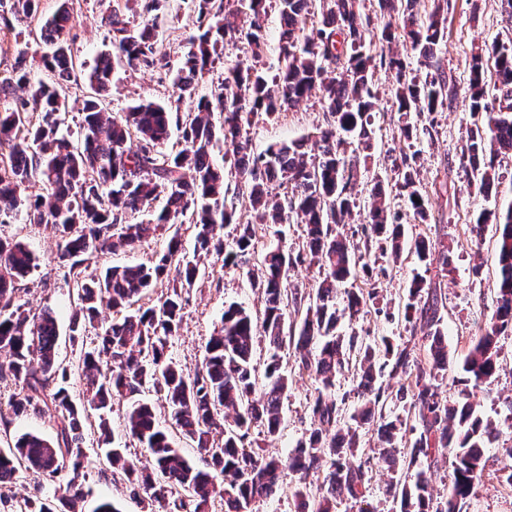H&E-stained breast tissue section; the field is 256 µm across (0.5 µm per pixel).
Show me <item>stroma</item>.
<instances>
[{
    "label": "stroma",
    "instance_id": "obj_1",
    "mask_svg": "<svg viewBox=\"0 0 512 512\" xmlns=\"http://www.w3.org/2000/svg\"><path fill=\"white\" fill-rule=\"evenodd\" d=\"M143 0H72L74 14L70 47L74 57L93 62L102 51L111 47L112 33L102 24V16L116 11L131 24L142 20ZM442 5L447 17V35L437 56L441 70L451 76L457 97L451 106L428 115L410 113L401 118L394 98L393 78L381 66L373 68L374 92L377 107L372 118L371 152L349 146L346 156L357 166L354 195L357 206L340 227L345 236H352L364 223L369 202V190L374 182L394 187L400 178L403 156L416 157L418 188L427 201L429 217L426 223H415L403 197L392 199L393 210L402 214L404 242L408 247L400 259L378 256L377 262L387 269L386 276L373 282L380 303L393 312V319L385 314L370 313L355 322L341 321L339 329L370 340L388 337L393 343L410 340L412 329L397 309L407 295L413 277L425 273L428 280L440 288L444 309L443 326L448 334V349L454 359L468 353L474 341L489 321L495 308V288L498 277V257L494 223H487L481 240L466 234L468 225L482 220L484 214L505 209L512 204V155L499 156L496 171L499 185L496 192L486 195L472 182L470 172L461 162L462 150L475 119L468 107L470 62L474 53L490 51L497 43L512 42V10L505 0H417L416 13L428 17L435 5ZM360 10L369 21L373 39V57L399 54L405 59L413 75L424 77L418 55L408 43H387L381 33L388 21L378 6V0H361ZM8 5L0 6V76L11 71L18 51H26L32 81L47 79L41 55L42 44L35 41L30 22L8 17ZM156 26L157 50L165 55L164 69L133 68L116 64L112 84L105 92L104 106L108 112L119 114L140 101L173 104L178 91L174 84L177 69L190 48V39L198 29V14L191 0H168ZM410 120L413 135L404 139L399 127ZM326 116L318 96H311L297 108L278 117L254 120L247 135L254 152H261L269 144L290 142L312 133L323 125ZM0 231L23 240L39 259V267L24 282L16 298L17 303L32 311L51 308L59 328L58 353L61 359L77 361L79 350L69 341V316L73 305L72 288L59 270L54 257L57 240L48 232L26 224L23 215L11 218ZM426 236L448 247L449 272L441 277L435 272H423L409 247L416 238ZM237 304L249 310L258 309L256 290L251 288L245 272L235 267H223L206 261L200 270L199 282L190 292L183 325L175 338L171 353L183 367L192 369L204 358V345L217 327L226 305ZM501 367L496 379L475 389L473 400L484 414L496 421L512 418V333L501 336ZM292 382L282 400L283 428L275 441L265 439L260 429H252L251 441L265 448L268 455L286 459L311 423L309 402L314 386L308 377L291 371ZM36 433L51 439L56 425L50 413L9 416L0 422V449H7L15 436ZM503 439H496L485 451L487 466L482 480L476 485L466 512H512V488L505 482L502 470ZM88 460L83 480L84 508L91 512L95 503L110 501L120 512H142L132 489L115 482L111 474L100 471L101 455L94 438L85 442Z\"/></svg>",
    "mask_w": 512,
    "mask_h": 512
}]
</instances>
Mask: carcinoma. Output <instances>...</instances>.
<instances>
[{"label": "carcinoma", "mask_w": 512, "mask_h": 512, "mask_svg": "<svg viewBox=\"0 0 512 512\" xmlns=\"http://www.w3.org/2000/svg\"><path fill=\"white\" fill-rule=\"evenodd\" d=\"M16 19L36 20L39 38L50 48L42 57L51 74L48 81L31 82L25 53L17 56L0 91L14 94L13 106L0 113V224L9 223L22 210L26 223L51 231L59 239L56 265L73 282L77 300L70 316V341L80 346L84 400L75 403L66 383L70 371L57 352L58 324L53 312L30 313L15 303L21 282L38 268L28 246L0 235V379L18 386L7 403L15 415L40 413L51 406L57 426L56 440L25 433L8 450H0V474L8 483L19 469L35 470L51 479L66 474L60 495L46 500L33 495L12 504L0 496V512H81L84 499L79 478L87 460L84 437L96 428L98 447L112 472L123 475L142 493L147 505L174 512H254L253 505L281 491V472L287 468L305 480L320 469L323 481L314 497L298 489L300 507L311 512H337L344 498L363 507L374 469L393 468L401 462L417 470L413 486L390 485L399 499L400 512H464L475 483L485 471V448L512 424L486 417L470 399V389L492 382L500 368L499 339L512 327V204L506 212H493L500 234L497 240L499 278L496 308L489 324L469 350L456 379L461 389L450 403L443 384L450 369L448 338L442 326V295L416 275L408 289L402 314L412 329H420L421 344L394 346L386 340L369 344L338 330L341 318L349 321L369 313L380 314L375 289L344 291L342 308L336 296L356 274L357 262L367 279L386 275L383 267L364 261L360 247L337 231L336 225L355 208L352 185L355 171L345 157L348 139L357 138L371 149L372 112L376 95L371 83L368 24L359 0H277L280 12L281 65L274 74L237 63L224 67L223 78L210 93H197L199 80L223 60L224 42L238 37L254 57L265 49L262 17L267 0H230L215 5L197 0L198 33L175 76L178 101L191 107L179 129L180 149L165 152L170 137L168 105L141 101L116 117L102 103L115 63L132 67L165 68L157 55L154 19L166 0H144L148 19L135 27L117 13L106 18L113 32L112 51L99 54L91 66H73L69 32L73 27L68 0L42 19L41 0H9ZM379 8L399 21L387 26L383 39L408 40L427 70L419 83L409 77L404 61L381 57L395 81L397 111L435 112L455 100L453 79L440 71L437 49L444 40L447 17L441 9L427 22L418 20L413 0H378ZM319 8L318 25L306 29L307 19ZM240 22H234V19ZM493 66H488V63ZM336 65L329 71L326 66ZM83 72L95 95L84 100L83 134L73 142L59 133L66 113L64 88ZM468 91L470 111L483 117L463 149V164L484 192L491 191L499 175L495 159L512 153V48L494 50L492 59L472 56ZM493 86L498 107L488 105ZM26 90L25 96L16 90ZM315 90L327 113L326 126L298 141L273 143L256 153L246 127L253 118H272L292 109ZM223 114L221 125L209 119ZM137 140L136 150L128 142ZM231 152L242 194L263 224H283L294 213L305 225L298 250L277 246L256 254V225L236 221L224 201V168L211 160L218 143ZM41 191H34L36 185ZM286 186L289 194L272 197V187ZM400 189L407 195L412 216L427 218L425 200L416 186L415 169L405 164ZM371 207L365 243L382 252L400 253L401 215L392 211L382 183L371 188ZM159 198L165 205L148 221L131 218ZM189 221L194 229V254L216 258L226 266L247 268L252 287L259 290L263 309L253 313L239 305L224 308L219 325L205 343V356L192 372L172 357L173 341L180 334L190 290L199 278L198 264L182 254L178 233L165 249L148 262L109 267L96 275L86 273L92 253L136 249L143 241ZM234 225L231 241L224 242V226ZM418 262L438 274L448 272L444 245L421 238L414 244ZM260 256V268L249 267ZM319 265L320 281L308 292L288 288V272L305 262ZM166 292L147 305V292L160 281ZM115 313L100 318V308ZM91 347H84L85 337ZM269 348L264 368L254 362L257 335ZM294 347V365L315 383L309 406L311 428L284 461L267 456L249 440L253 427L274 438L282 429L281 399L288 389V371L279 351ZM358 358L352 392L335 393L336 379ZM399 378L393 390L383 378ZM153 392L168 408L171 424L164 427L152 403L142 399ZM128 402L126 431L144 449L146 461L124 456L112 437V401ZM354 413L346 415L349 398ZM400 404L405 418L384 415L388 404ZM376 427L381 448L360 453L361 429ZM412 437L398 446L402 426ZM190 443L201 463L175 447V438ZM452 457L446 493L429 490L426 472L438 466L439 456Z\"/></svg>", "instance_id": "obj_1"}]
</instances>
